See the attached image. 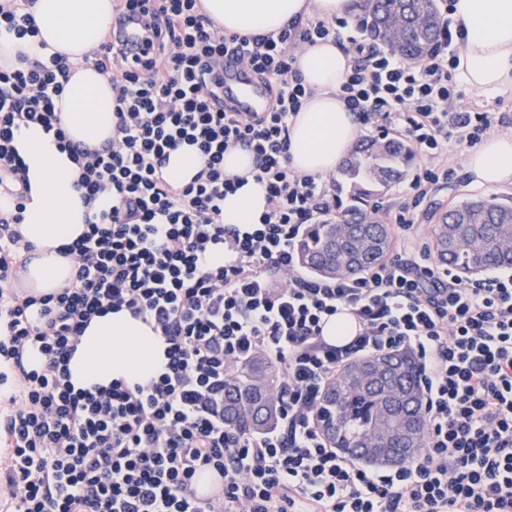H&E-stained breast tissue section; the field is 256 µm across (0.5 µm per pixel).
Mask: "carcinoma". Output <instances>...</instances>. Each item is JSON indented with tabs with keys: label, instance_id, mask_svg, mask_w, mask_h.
I'll list each match as a JSON object with an SVG mask.
<instances>
[{
	"label": "carcinoma",
	"instance_id": "cac0c4a2",
	"mask_svg": "<svg viewBox=\"0 0 512 512\" xmlns=\"http://www.w3.org/2000/svg\"><path fill=\"white\" fill-rule=\"evenodd\" d=\"M355 25L373 44L417 60L433 52L443 32L437 0H356ZM413 149L401 138L371 140L338 171L336 190L348 205L341 218L313 224L297 246L300 266L315 278L358 276L382 263L391 246L387 225L371 201L403 179ZM440 263L464 276L512 268V198L463 199L443 211L433 229ZM275 366L257 355L224 380V423L247 432L269 429L278 415ZM423 392L416 358L383 352L346 364L321 395L316 423L332 448L367 457L375 465L413 461L425 429Z\"/></svg>",
	"mask_w": 512,
	"mask_h": 512
}]
</instances>
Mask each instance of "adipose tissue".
I'll list each match as a JSON object with an SVG mask.
<instances>
[{"mask_svg":"<svg viewBox=\"0 0 512 512\" xmlns=\"http://www.w3.org/2000/svg\"><path fill=\"white\" fill-rule=\"evenodd\" d=\"M206 13L226 33L266 35L288 23L317 15L331 20L347 16L352 0H203ZM451 16L462 29L456 76L473 92L512 89V0H452ZM31 12L38 38L0 37V64L18 52L41 56L39 42L64 54L70 80L57 103L68 137L96 148L112 138V86L85 63L98 45L112 14V0H34ZM351 53L333 41L306 45L297 68L309 93L289 125L292 167L321 178L334 175L360 135V125L338 97L350 72ZM15 146L28 167L31 193L18 226L33 246L21 273L24 287L47 292L75 274L72 259L58 248L74 242L85 229L87 209L76 184L80 171L59 150L53 134L41 126L21 127ZM465 168L471 186L492 190L512 187V133L494 134L472 150ZM253 156L233 148L224 154V172L247 183L224 199V221L253 224L265 210L264 186L253 181ZM165 346L152 328L128 312L93 319L81 338L69 368L76 387L130 384L149 380L165 362Z\"/></svg>","mask_w":512,"mask_h":512,"instance_id":"obj_1","label":"adipose tissue"}]
</instances>
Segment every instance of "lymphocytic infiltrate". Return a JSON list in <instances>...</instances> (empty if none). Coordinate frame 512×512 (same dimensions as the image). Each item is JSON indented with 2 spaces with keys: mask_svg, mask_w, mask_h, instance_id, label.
<instances>
[{
  "mask_svg": "<svg viewBox=\"0 0 512 512\" xmlns=\"http://www.w3.org/2000/svg\"><path fill=\"white\" fill-rule=\"evenodd\" d=\"M147 17L150 50L127 60L101 39L85 61L112 86L113 135L90 149L68 138L56 112L70 67L57 52L0 68V189L31 190L13 146L28 123L54 134L80 166L91 212L63 256L75 276L40 295L18 294L16 257L30 252L0 213V386L14 385L4 425L11 450L0 473L13 512H512V275L464 279L428 265L411 243L421 206L454 176V144L475 147L494 113L454 106L461 33L410 61L350 34L351 72L339 89L361 126L400 134L418 167L388 214L395 253L359 277L308 279L296 244L336 207L326 181L296 172L288 123L306 88L301 45L339 38L345 19L313 18L279 33L227 34L202 0H126ZM268 89L265 112L221 104L224 58ZM202 168L186 185L163 169L181 145ZM254 157L267 206L255 224L224 221V198L243 186L224 154ZM110 208H96L102 194ZM222 252L223 262L212 260ZM128 311L166 345L146 383L78 388L69 363L94 317ZM351 315L358 332L328 343L325 321ZM407 349L420 361L425 434L412 462L377 468L327 445L316 425L325 385L346 363ZM37 351L41 364L26 367ZM279 370L276 424L247 433L224 422V379L255 355ZM222 476L202 498L195 477Z\"/></svg>",
  "mask_w": 512,
  "mask_h": 512,
  "instance_id": "lymphocytic-infiltrate-1",
  "label": "lymphocytic infiltrate"
}]
</instances>
